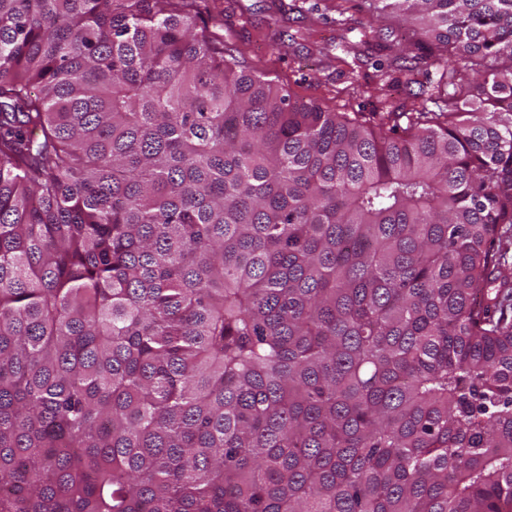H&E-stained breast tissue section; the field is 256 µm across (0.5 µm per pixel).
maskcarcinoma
Masks as SVG:
<instances>
[{"mask_svg":"<svg viewBox=\"0 0 512 512\" xmlns=\"http://www.w3.org/2000/svg\"><path fill=\"white\" fill-rule=\"evenodd\" d=\"M355 2L438 111L0 0V512H512V0Z\"/></svg>","mask_w":512,"mask_h":512,"instance_id":"1","label":"carcinoma"}]
</instances>
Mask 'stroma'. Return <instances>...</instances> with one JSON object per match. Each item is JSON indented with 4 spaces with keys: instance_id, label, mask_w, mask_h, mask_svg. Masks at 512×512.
Segmentation results:
<instances>
[{
    "instance_id": "35a3bbf8",
    "label": "stroma",
    "mask_w": 512,
    "mask_h": 512,
    "mask_svg": "<svg viewBox=\"0 0 512 512\" xmlns=\"http://www.w3.org/2000/svg\"><path fill=\"white\" fill-rule=\"evenodd\" d=\"M202 17L225 49L266 73L305 102L336 112H411L421 98L414 72L385 65L376 31L422 40L412 23L370 21L347 0H202ZM293 35L280 45L276 31Z\"/></svg>"
}]
</instances>
